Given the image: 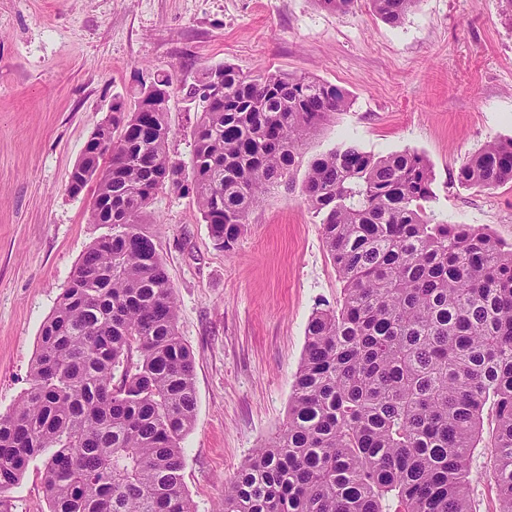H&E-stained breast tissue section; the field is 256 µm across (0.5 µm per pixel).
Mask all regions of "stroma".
Returning a JSON list of instances; mask_svg holds the SVG:
<instances>
[{"instance_id": "35a3bbf8", "label": "stroma", "mask_w": 512, "mask_h": 512, "mask_svg": "<svg viewBox=\"0 0 512 512\" xmlns=\"http://www.w3.org/2000/svg\"><path fill=\"white\" fill-rule=\"evenodd\" d=\"M306 75L343 89L349 108L302 150L291 183L249 215L233 250L215 246L192 186L160 190L152 234L193 351L196 410L181 442L196 512L279 432L312 313L342 284L319 216L299 186L309 161L344 141L376 156L428 161L443 224L512 243V182L458 185L468 156L512 138V21L499 0H420L396 26L367 0L336 13L320 0H0V415L30 386L43 323L84 250L93 187L68 194L70 173L114 101H132L157 70L172 73L169 156L190 167L198 118L184 97L204 67ZM40 462L0 495L8 512H47Z\"/></svg>"}]
</instances>
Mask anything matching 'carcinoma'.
Instances as JSON below:
<instances>
[{"label":"carcinoma","mask_w":512,"mask_h":512,"mask_svg":"<svg viewBox=\"0 0 512 512\" xmlns=\"http://www.w3.org/2000/svg\"><path fill=\"white\" fill-rule=\"evenodd\" d=\"M369 2L397 26L419 0ZM216 76L191 173L171 161L168 112L152 105L113 115L112 155L76 164L108 232L44 324L30 387L0 416V493L39 459L49 512H194L180 442L195 356L145 210L189 180L215 245L233 249L306 141L349 105L331 83L226 63L186 96ZM455 180L512 181V138L488 142ZM432 183L409 150L376 157L344 142L310 161L302 193L343 297L313 312L286 421L225 486L221 512H476L479 448L498 512H512V243L434 222Z\"/></svg>","instance_id":"obj_1"}]
</instances>
